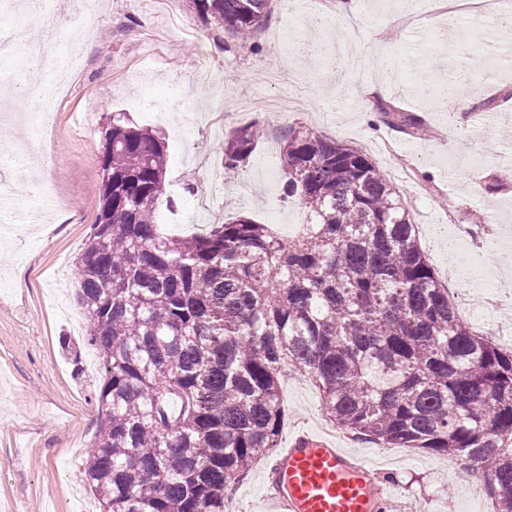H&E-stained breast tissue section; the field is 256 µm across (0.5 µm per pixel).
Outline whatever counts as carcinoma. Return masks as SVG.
<instances>
[{
  "mask_svg": "<svg viewBox=\"0 0 512 512\" xmlns=\"http://www.w3.org/2000/svg\"><path fill=\"white\" fill-rule=\"evenodd\" d=\"M202 22L256 36L270 0H188ZM410 136L424 120L385 102ZM251 124L224 142L235 170ZM77 299L102 364V428L86 461L102 512H224L228 487L278 447L281 381L297 370L348 433L431 451L512 512V351L448 300L396 191L362 152L303 126L282 139L300 234L237 216L168 234L162 143L114 112Z\"/></svg>",
  "mask_w": 512,
  "mask_h": 512,
  "instance_id": "carcinoma-1",
  "label": "carcinoma"
}]
</instances>
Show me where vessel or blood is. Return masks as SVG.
<instances>
[{"mask_svg": "<svg viewBox=\"0 0 512 512\" xmlns=\"http://www.w3.org/2000/svg\"><path fill=\"white\" fill-rule=\"evenodd\" d=\"M267 512H385L383 479L335 441L294 434L264 469Z\"/></svg>", "mask_w": 512, "mask_h": 512, "instance_id": "1", "label": "vessel or blood"}]
</instances>
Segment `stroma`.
<instances>
[{"instance_id":"1","label":"stroma","mask_w":512,"mask_h":512,"mask_svg":"<svg viewBox=\"0 0 512 512\" xmlns=\"http://www.w3.org/2000/svg\"><path fill=\"white\" fill-rule=\"evenodd\" d=\"M329 7V24L312 27L317 0H272L254 43L207 29L186 0H99L79 17L71 0H44L46 14H65L66 36L92 40L83 75L57 112L38 156L40 169L12 159L23 128L0 121V175L12 184L0 214V512H98L84 467L103 420L96 398L102 373L87 344L86 316L77 303L76 265L96 221L104 130L112 113L159 138L167 158L166 193L158 222L178 235L245 215L291 236L302 221L285 202L279 152L261 139L246 163L225 170L227 135L247 124L306 126L365 153L400 195L427 191L409 211L434 272L454 261L449 237L469 264L455 302L485 309L512 331V293L483 291L482 282H512V105L496 114L491 132L477 112L464 120L416 92L417 82H445L468 67L461 96L478 100L512 90V63L489 64L483 49L496 28L486 22L507 9L486 0L461 18L453 43L441 41L444 16H424L423 0H346ZM423 116L432 133L412 138L387 128L368 108L370 90ZM409 167L414 181L396 174ZM214 192L201 204L192 172ZM39 176L60 196L61 209L27 220L37 206L27 191ZM26 287L16 285L17 278ZM287 413L279 442L304 428L336 435L342 447L396 474L390 512H494L486 491L447 457L390 448L338 429L318 388L300 373L285 377Z\"/></svg>"}]
</instances>
